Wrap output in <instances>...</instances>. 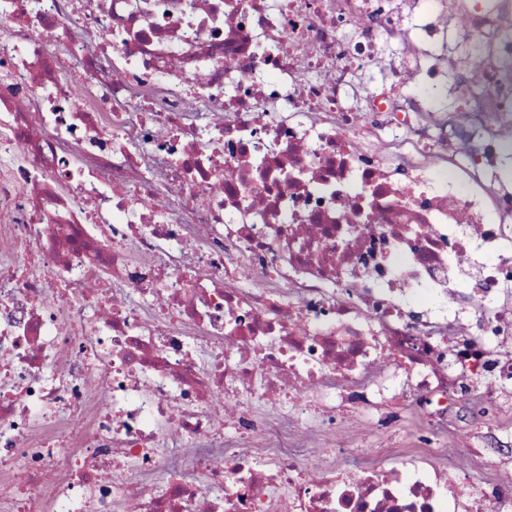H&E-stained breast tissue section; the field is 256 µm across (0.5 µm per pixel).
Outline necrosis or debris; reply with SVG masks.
<instances>
[{
	"instance_id": "1",
	"label": "necrosis or debris",
	"mask_w": 512,
	"mask_h": 512,
	"mask_svg": "<svg viewBox=\"0 0 512 512\" xmlns=\"http://www.w3.org/2000/svg\"><path fill=\"white\" fill-rule=\"evenodd\" d=\"M462 7L0 0V512H471L448 405L512 387V0ZM458 37L489 91L451 126L404 88ZM392 399L430 447H337V403Z\"/></svg>"
}]
</instances>
